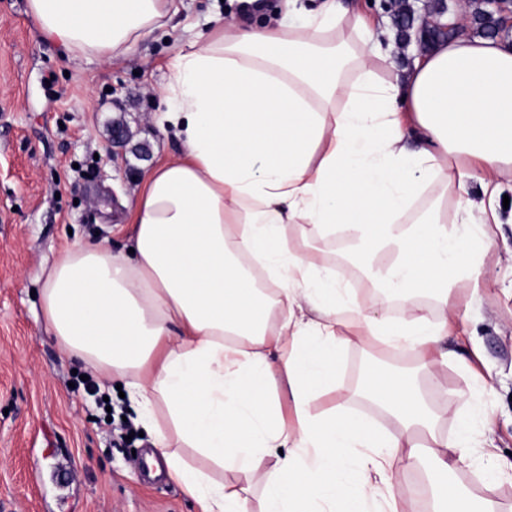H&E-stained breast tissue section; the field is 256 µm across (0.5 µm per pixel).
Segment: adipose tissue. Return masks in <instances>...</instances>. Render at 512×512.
<instances>
[{
    "label": "adipose tissue",
    "instance_id": "obj_1",
    "mask_svg": "<svg viewBox=\"0 0 512 512\" xmlns=\"http://www.w3.org/2000/svg\"><path fill=\"white\" fill-rule=\"evenodd\" d=\"M174 0H28L42 32L77 55L112 59L160 26ZM300 24L231 18L172 59L164 111L181 152L149 170L129 250L74 241L50 266L43 313L63 349L121 384L155 448L148 465L181 483L199 512H388L419 497L393 466L436 459V512H495L443 480L469 460V422L440 430L427 397L454 320L457 288L485 289L483 262L512 178V38L473 32L415 53L403 75L378 70L390 48L343 0ZM479 199H471V186ZM308 225L292 238L287 229ZM345 231L373 286L361 305L344 272L317 264L316 238ZM428 294L430 308L415 306ZM399 301L396 320L378 316ZM443 316H435V309ZM372 366L360 394L399 424L324 412L349 337ZM295 420L281 416L279 384ZM362 449L364 479L340 473ZM194 451L209 469L191 466ZM224 481H232L238 486L246 488L252 509L254 512H260L262 508L261 491L252 483L249 474L224 472Z\"/></svg>",
    "mask_w": 512,
    "mask_h": 512
}]
</instances>
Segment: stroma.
Instances as JSON below:
<instances>
[{"label":"stroma","mask_w":512,"mask_h":512,"mask_svg":"<svg viewBox=\"0 0 512 512\" xmlns=\"http://www.w3.org/2000/svg\"><path fill=\"white\" fill-rule=\"evenodd\" d=\"M242 7L180 0L162 27L106 62L47 38L27 0H0V512H195L180 483L139 467L150 437L114 443L78 361L44 322L41 292L72 240L128 245L146 173L179 151L153 121L169 62ZM320 247L321 263L369 287L351 240L339 233ZM484 277L486 295L460 288L450 300L462 315L459 358L439 382L463 401L438 404L437 415L448 433L470 417L476 442L449 480L512 512V477L487 478L512 451V223L498 225Z\"/></svg>","instance_id":"stroma-1"}]
</instances>
